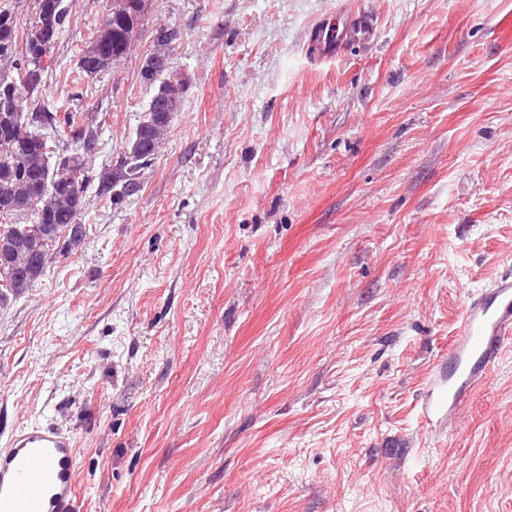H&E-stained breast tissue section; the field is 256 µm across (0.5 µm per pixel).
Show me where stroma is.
Masks as SVG:
<instances>
[{
	"label": "stroma",
	"mask_w": 512,
	"mask_h": 512,
	"mask_svg": "<svg viewBox=\"0 0 512 512\" xmlns=\"http://www.w3.org/2000/svg\"><path fill=\"white\" fill-rule=\"evenodd\" d=\"M512 0H150L126 61L77 57L51 107L96 113L94 173L177 32L182 107L140 187L91 182L78 248L0 304V449L76 448L81 512H512V340L448 428L420 407L468 297L512 274ZM340 18L348 41L306 51ZM346 27L340 29V22L320 21L315 24L310 33L307 53L319 57L336 51L348 38Z\"/></svg>",
	"instance_id": "stroma-1"
}]
</instances>
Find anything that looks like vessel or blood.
<instances>
[{"label":"vessel or blood","mask_w":512,"mask_h":512,"mask_svg":"<svg viewBox=\"0 0 512 512\" xmlns=\"http://www.w3.org/2000/svg\"><path fill=\"white\" fill-rule=\"evenodd\" d=\"M337 22L321 21L310 33L307 51L321 56L348 38ZM512 336V274L465 302L459 331L439 361L422 405L426 424H440L472 398L495 361L501 342ZM0 512H78L74 443L40 426L14 435L0 450Z\"/></svg>","instance_id":"obj_1"}]
</instances>
